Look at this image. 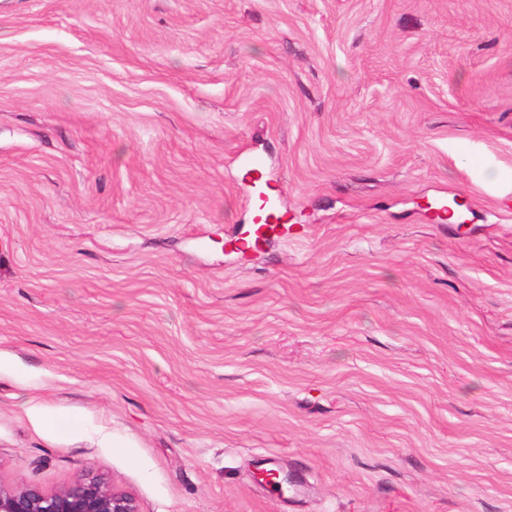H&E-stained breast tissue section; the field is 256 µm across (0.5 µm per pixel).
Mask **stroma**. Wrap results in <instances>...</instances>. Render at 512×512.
<instances>
[{"label":"stroma","mask_w":512,"mask_h":512,"mask_svg":"<svg viewBox=\"0 0 512 512\" xmlns=\"http://www.w3.org/2000/svg\"><path fill=\"white\" fill-rule=\"evenodd\" d=\"M88 471L512 512V0H0V480Z\"/></svg>","instance_id":"1"}]
</instances>
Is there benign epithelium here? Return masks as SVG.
<instances>
[{"label": "benign epithelium", "mask_w": 512, "mask_h": 512, "mask_svg": "<svg viewBox=\"0 0 512 512\" xmlns=\"http://www.w3.org/2000/svg\"><path fill=\"white\" fill-rule=\"evenodd\" d=\"M0 512H139L135 499L115 488L102 474L77 476L67 485L45 491L0 480Z\"/></svg>", "instance_id": "1"}]
</instances>
